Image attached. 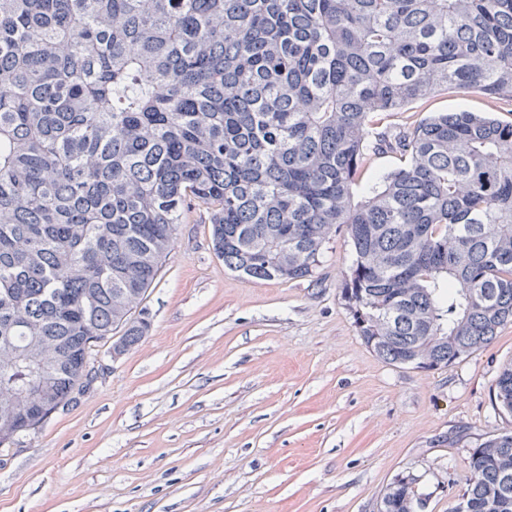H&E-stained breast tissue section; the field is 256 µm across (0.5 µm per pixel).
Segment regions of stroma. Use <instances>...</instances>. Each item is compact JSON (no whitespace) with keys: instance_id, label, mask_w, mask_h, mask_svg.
Instances as JSON below:
<instances>
[{"instance_id":"35a3bbf8","label":"stroma","mask_w":512,"mask_h":512,"mask_svg":"<svg viewBox=\"0 0 512 512\" xmlns=\"http://www.w3.org/2000/svg\"><path fill=\"white\" fill-rule=\"evenodd\" d=\"M492 112L445 94L390 119ZM193 207L147 292L151 331L34 438L0 447V512H378L412 476L448 512L473 448L512 432L493 388L512 325L439 370L400 368L361 341L340 300L343 231L315 278L245 281Z\"/></svg>"}]
</instances>
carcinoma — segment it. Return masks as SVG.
<instances>
[{
  "label": "carcinoma",
  "instance_id": "obj_1",
  "mask_svg": "<svg viewBox=\"0 0 512 512\" xmlns=\"http://www.w3.org/2000/svg\"><path fill=\"white\" fill-rule=\"evenodd\" d=\"M512 0H0V447L36 435L151 323L193 204L246 279L315 277L381 360L430 371L512 325ZM405 164L365 195L371 156ZM512 414V362L495 381ZM468 512H512V432L468 462ZM413 478L380 512H421ZM412 109L415 112H399L389 118L393 125H404L425 116L426 112H494L495 116L506 123H512V112H498L495 102L480 94H445L431 98L428 102Z\"/></svg>",
  "mask_w": 512,
  "mask_h": 512
}]
</instances>
